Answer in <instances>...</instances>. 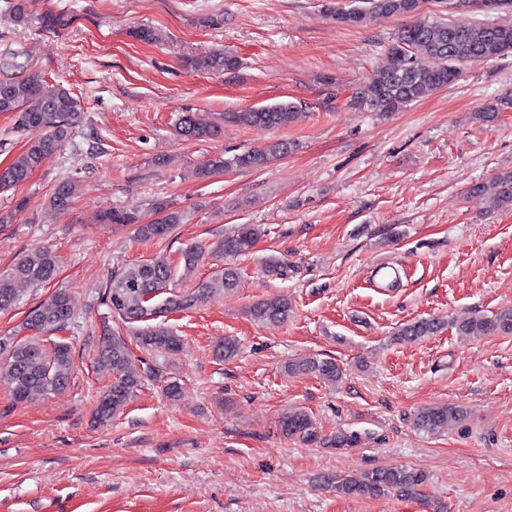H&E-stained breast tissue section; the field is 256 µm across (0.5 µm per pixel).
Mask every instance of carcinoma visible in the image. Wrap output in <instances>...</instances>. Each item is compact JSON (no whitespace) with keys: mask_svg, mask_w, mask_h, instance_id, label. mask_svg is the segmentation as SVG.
<instances>
[{"mask_svg":"<svg viewBox=\"0 0 512 512\" xmlns=\"http://www.w3.org/2000/svg\"><path fill=\"white\" fill-rule=\"evenodd\" d=\"M426 0H352L347 10H336V21L353 27H363L374 14L410 17L386 49L390 60L377 66L368 81L351 97V104L370 112H395L431 92L457 81L464 70L476 63L512 55V26L495 23L471 22L467 19L436 18L423 10ZM44 29L52 32L69 26L65 13H48L42 18ZM204 69L232 71L239 67V59L231 53H216L196 60ZM16 115L17 127L36 129L39 135L30 140L25 150L8 166L0 169V188H12L25 182L39 167L45 156L56 152L83 123L81 111L72 92L63 85L50 84L37 76L8 78L0 81V113ZM296 104L277 102L229 112L225 118L239 125L264 132L287 125L294 117ZM175 132L190 140L213 139L221 134V126L202 121L195 112H181L174 124ZM294 144L276 140L260 149H248L231 156L214 155L196 171L199 178H208L229 169H260L275 159L288 155ZM75 193V181L60 180L53 188L51 202L65 210ZM472 197L489 196L502 205L512 207V170L497 174L488 181L469 187ZM151 208L160 218L144 223L137 208L115 209L103 216L109 224H134L137 237L142 240L162 238L173 227L183 222V213L172 208L164 199H156ZM266 235L261 224H240L224 235L218 251L224 256V268L199 282L185 295H166L174 278L168 259L156 256L120 271L112 272L103 293V302L112 316L125 327L134 326L132 336L112 332L108 343L99 351L96 363L112 371V384L102 394L95 418L105 423L122 411L147 383L163 378L157 364L133 366L135 355L130 343L147 352L174 354L181 346L177 336L166 323H148L162 313L191 309L238 286L239 271L232 260L250 254ZM204 252L197 245L182 249L184 268L198 266ZM59 259L45 246L25 249L9 270L0 273V311L16 305V284L25 282L35 288H44L55 279ZM292 312L288 298L278 296L253 303L248 314L260 324L285 322ZM72 320L71 296L56 289L27 311L23 328L32 335L18 339L0 336V385L9 390L15 403L24 401L34 392L56 393L64 389L73 371V352L69 343L58 341L47 347L41 334L62 331ZM436 318H422L405 325L394 333L393 340L411 342L433 335L443 329ZM458 331L467 336L483 337L512 333V308L492 315L473 313L456 323ZM286 368L294 373H314L334 385L342 381L344 370L333 359L290 360ZM455 406H429L413 417V426L426 433H436L461 418ZM280 432L285 437L312 443L318 438L315 421L305 411L290 410L279 420ZM427 477L411 468L373 470L358 477H338L334 490L346 496H374L393 492L409 496L423 486Z\"/></svg>","mask_w":512,"mask_h":512,"instance_id":"obj_1","label":"carcinoma"}]
</instances>
